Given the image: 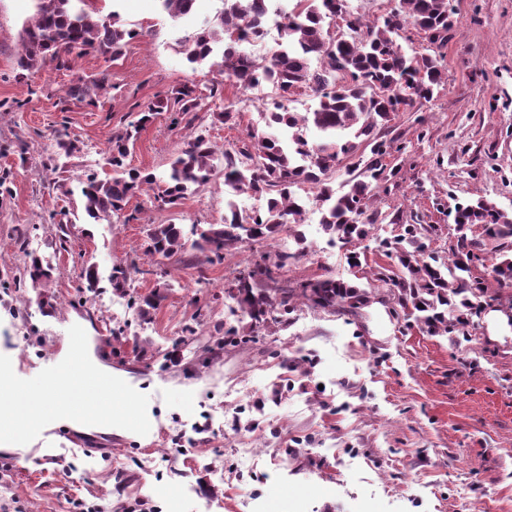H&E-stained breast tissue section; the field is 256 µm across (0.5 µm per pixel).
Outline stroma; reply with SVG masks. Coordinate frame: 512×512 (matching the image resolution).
Segmentation results:
<instances>
[{
    "instance_id": "1",
    "label": "stroma",
    "mask_w": 512,
    "mask_h": 512,
    "mask_svg": "<svg viewBox=\"0 0 512 512\" xmlns=\"http://www.w3.org/2000/svg\"><path fill=\"white\" fill-rule=\"evenodd\" d=\"M100 17L136 29L119 58L89 53L69 68L20 75V34L33 0H0V359L37 371L66 328L109 372L129 377L149 430L68 428L25 441V458L0 449V502L10 512H512V326L486 311L456 342L403 329L372 274H356L340 246L307 242L288 279L357 281L373 299L342 314L302 306L283 329L260 327L206 368L183 329L241 326L224 278L252 253L197 269L174 261L165 276L112 286V267L144 256L149 225L191 231L224 221V177L174 209L134 197L135 220L96 222L79 181L100 172L114 135L182 85L196 86L197 114L221 149L265 127L272 86L241 91L211 62L191 63L184 32L215 25L219 0H195L173 20L155 0H93ZM453 30L440 47L445 80L433 99L396 116L398 167L371 204L382 223L430 224L432 250L454 242L450 212L478 198L512 213V0H449ZM107 73L109 86L84 99L76 84ZM220 87L210 96L211 87ZM236 124L211 121L224 103ZM193 130L175 111L156 113L139 133L129 166L163 173ZM75 151L57 170V134ZM52 269L42 289L15 288L27 253ZM94 265L98 287L83 277ZM162 290L158 310L139 297Z\"/></svg>"
}]
</instances>
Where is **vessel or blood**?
<instances>
[{
    "instance_id": "vessel-or-blood-1",
    "label": "vessel or blood",
    "mask_w": 512,
    "mask_h": 512,
    "mask_svg": "<svg viewBox=\"0 0 512 512\" xmlns=\"http://www.w3.org/2000/svg\"><path fill=\"white\" fill-rule=\"evenodd\" d=\"M39 392L53 402L52 410L20 418L16 424L0 428V446L11 447L21 438L42 434L48 422L75 414L111 410L123 402L127 391L110 374L87 367L78 350L49 360L36 380Z\"/></svg>"
}]
</instances>
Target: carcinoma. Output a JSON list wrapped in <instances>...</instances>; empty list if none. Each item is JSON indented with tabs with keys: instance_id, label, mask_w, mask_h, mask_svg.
Segmentation results:
<instances>
[{
	"instance_id": "obj_1",
	"label": "carcinoma",
	"mask_w": 512,
	"mask_h": 512,
	"mask_svg": "<svg viewBox=\"0 0 512 512\" xmlns=\"http://www.w3.org/2000/svg\"><path fill=\"white\" fill-rule=\"evenodd\" d=\"M158 8L172 18L188 15L194 0H157ZM220 29H199L181 37L191 63L207 59L218 40L224 41L219 63L224 80L247 91L267 82L277 96L266 107L270 131H253L249 142L222 152L225 191L230 195L250 193L266 199L264 210L246 212L227 201L224 223L210 224L198 233L185 258L182 228L175 223L151 224L145 254L148 262L188 260L197 265H221L245 243L272 245L282 234L292 235L300 248L294 252L258 251L247 265L224 279V298L234 301L249 327L268 323L286 325L288 314L299 305L334 312H353L371 302V292L352 282L332 277L295 281L282 278L298 263L303 252L305 208L294 187L309 184L317 190L326 234L342 245H352L374 236L377 213L369 202L396 171L384 162L391 144L377 138L376 130L388 126L399 112H409L421 101L433 98L443 84V69L433 47L421 51L404 48L401 32L410 26L432 32L438 44L448 42L452 30L448 0H396L372 20L349 9L348 0H220ZM278 14L276 46L256 59L251 49L262 43L266 32L263 16ZM347 19L332 31L337 19ZM139 32L112 19L94 16L90 0H35V13L23 28L17 68L38 71L48 63L67 67L71 47L114 59L122 54L126 40ZM312 92L314 103L304 112L290 107L288 93L296 88ZM195 86L184 85L173 97L159 99L133 125V131L150 120L154 112L178 108L186 115L196 111ZM318 139L310 141L306 131ZM133 131L112 137L107 161L112 174L87 177L82 189L85 213L92 219L119 218L131 198L155 188L153 202L161 208L179 205L194 187L207 184L216 172L217 150L209 138L198 133L187 138L161 177L126 168ZM370 147V158L361 153ZM345 179L335 189L331 176L344 161ZM456 244L441 258L429 249V230L421 224H399V233L379 239L378 251L388 259L373 271L375 280L392 297V316L424 326L431 335H450L469 340L468 327L496 296L490 288H512V214L484 201L455 209ZM484 267L481 276L475 270ZM50 278V268L34 257L15 279L23 287L31 281L37 288ZM185 333L198 343L196 354L207 364L219 351L238 344L233 326L217 337L197 327Z\"/></svg>"
}]
</instances>
